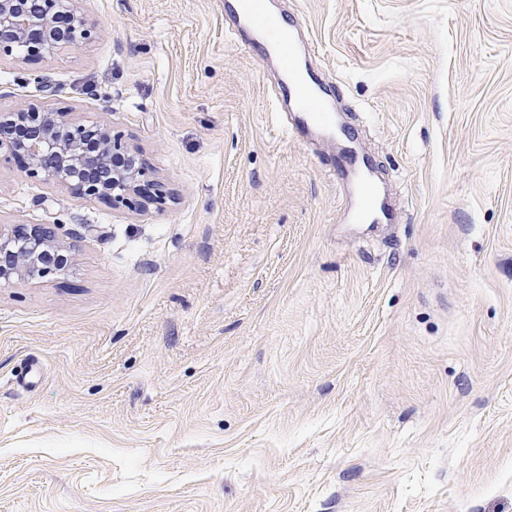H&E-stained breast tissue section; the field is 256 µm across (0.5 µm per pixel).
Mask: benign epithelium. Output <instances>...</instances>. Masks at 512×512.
<instances>
[{
    "instance_id": "obj_1",
    "label": "benign epithelium",
    "mask_w": 512,
    "mask_h": 512,
    "mask_svg": "<svg viewBox=\"0 0 512 512\" xmlns=\"http://www.w3.org/2000/svg\"><path fill=\"white\" fill-rule=\"evenodd\" d=\"M80 0H0V57L51 58L76 50L101 35L99 23ZM21 123L31 130L24 141L3 133ZM90 126L64 108L28 103L0 113V160L18 159L27 177L65 188L76 199L101 198L113 207L148 212L162 210L173 194L143 152L112 126H97L99 147L85 146ZM60 224H13L0 232V280L33 281L71 268L74 246Z\"/></svg>"
}]
</instances>
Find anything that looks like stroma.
Segmentation results:
<instances>
[{"mask_svg": "<svg viewBox=\"0 0 512 512\" xmlns=\"http://www.w3.org/2000/svg\"><path fill=\"white\" fill-rule=\"evenodd\" d=\"M83 4L99 39L0 58V113L44 75L176 196L0 163V225L77 242L0 284V512H512V0H261L302 20L394 224L345 220L339 141L282 136L224 0Z\"/></svg>", "mask_w": 512, "mask_h": 512, "instance_id": "1", "label": "stroma"}]
</instances>
